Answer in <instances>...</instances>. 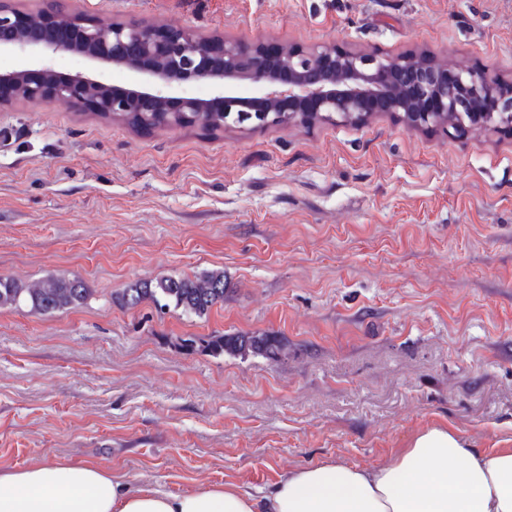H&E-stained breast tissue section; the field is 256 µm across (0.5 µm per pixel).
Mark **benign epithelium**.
Listing matches in <instances>:
<instances>
[{
    "instance_id": "7a95c632",
    "label": "benign epithelium",
    "mask_w": 512,
    "mask_h": 512,
    "mask_svg": "<svg viewBox=\"0 0 512 512\" xmlns=\"http://www.w3.org/2000/svg\"><path fill=\"white\" fill-rule=\"evenodd\" d=\"M63 0L46 10L40 24L28 14L0 3V51L32 56L39 69L0 72V87L26 101H65L77 109L123 120L138 115L142 128L186 127L196 112H222L224 125L250 129L294 123H358L370 111L400 118L408 128H444L459 137L464 127L512 130V91L484 70L463 67L425 54L383 56L343 50L327 43L280 48L271 54L261 46L226 39L218 45L189 29L158 27L146 21L98 26L79 17L59 28ZM62 52L89 62L123 67L139 77L128 87L110 84L101 74L61 76L53 65ZM207 80L210 99L178 96L182 86ZM241 80L255 86L240 96ZM454 115L457 120L445 122Z\"/></svg>"
}]
</instances>
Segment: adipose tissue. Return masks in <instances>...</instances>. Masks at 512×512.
<instances>
[{"instance_id":"obj_1","label":"adipose tissue","mask_w":512,"mask_h":512,"mask_svg":"<svg viewBox=\"0 0 512 512\" xmlns=\"http://www.w3.org/2000/svg\"><path fill=\"white\" fill-rule=\"evenodd\" d=\"M0 512H512V448L478 450L433 425L392 462L323 461L257 493L213 484L175 494L67 460L0 466Z\"/></svg>"}]
</instances>
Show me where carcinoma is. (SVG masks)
<instances>
[{
  "mask_svg": "<svg viewBox=\"0 0 512 512\" xmlns=\"http://www.w3.org/2000/svg\"><path fill=\"white\" fill-rule=\"evenodd\" d=\"M223 117L217 112H197L194 124L204 129L222 127ZM227 292L224 269L204 270L193 276H160L129 284L116 296L120 305L133 309L150 303L160 313L176 312L199 319L224 302ZM91 297V289L79 278L46 276L28 284L14 277L0 276V309H18L22 306L42 315H53L81 307ZM188 351L206 352L214 357L224 354L262 356L275 360L287 349L286 341L268 334H226L224 336L196 337L181 340Z\"/></svg>",
  "mask_w": 512,
  "mask_h": 512,
  "instance_id": "1",
  "label": "carcinoma"
}]
</instances>
